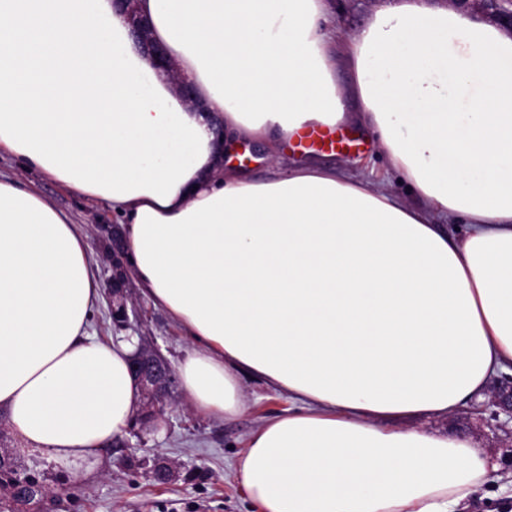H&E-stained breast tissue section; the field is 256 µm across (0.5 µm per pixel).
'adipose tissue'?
I'll return each mask as SVG.
<instances>
[{"instance_id":"adipose-tissue-1","label":"adipose tissue","mask_w":512,"mask_h":512,"mask_svg":"<svg viewBox=\"0 0 512 512\" xmlns=\"http://www.w3.org/2000/svg\"><path fill=\"white\" fill-rule=\"evenodd\" d=\"M136 9L169 70L113 0H0V152L124 217L137 283L195 344L194 411L240 413L246 373L294 401L235 462L257 512H453L493 455L418 420L512 369V32L445 0H380L341 37L334 0ZM350 123L408 195L237 163L242 141L272 160ZM94 263L66 211L0 174V410L20 452L89 462L133 421L138 339L89 335Z\"/></svg>"}]
</instances>
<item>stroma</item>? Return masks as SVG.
<instances>
[{
  "instance_id": "35a3bbf8",
  "label": "stroma",
  "mask_w": 512,
  "mask_h": 512,
  "mask_svg": "<svg viewBox=\"0 0 512 512\" xmlns=\"http://www.w3.org/2000/svg\"><path fill=\"white\" fill-rule=\"evenodd\" d=\"M336 134L351 137L352 145L287 146L282 150L280 167L297 163L337 166L359 159L369 179L385 181L393 190L406 192V185L377 154L368 134L352 127L337 129ZM25 179L71 215L97 257L94 275L100 297L91 324L93 335L100 339L138 336L171 366H178L193 345L184 330L143 296L133 277L125 278L120 292L112 290L108 256L125 250L121 216L111 207L89 203L38 173L26 174ZM121 307L128 314L124 324L112 315ZM241 383L246 407L239 415L225 419L196 413L182 387H175L158 426L133 421L93 465H65L45 454L21 453L0 423V458L11 462L18 472L37 477L49 491L41 504L25 505L12 500L2 488L0 512H255L234 479V463L246 437L268 418L288 410L291 402L286 394L251 376H242ZM425 425L496 451L498 468L489 472L485 487L499 490V497L490 500L483 493L475 494L459 512H512V424H499L470 407L445 421L426 419ZM161 461L177 468L175 477L164 484L154 475Z\"/></svg>"
}]
</instances>
